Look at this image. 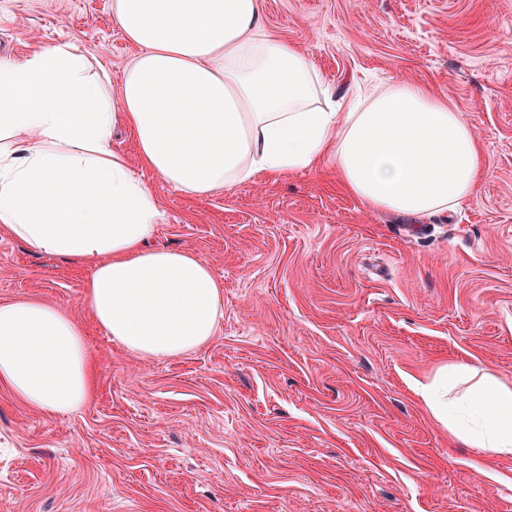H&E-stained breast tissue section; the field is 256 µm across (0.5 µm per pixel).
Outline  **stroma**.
<instances>
[{"mask_svg":"<svg viewBox=\"0 0 512 512\" xmlns=\"http://www.w3.org/2000/svg\"><path fill=\"white\" fill-rule=\"evenodd\" d=\"M332 91L422 81L475 127L478 193L411 223L331 161L203 198L149 177L159 237L224 285L215 336L141 358L94 323L87 267L0 235V302L79 320L91 401L50 416L0 387V512H512V456L457 440L416 391L439 368L512 387V0H263ZM71 42L118 79L111 0H0V60Z\"/></svg>","mask_w":512,"mask_h":512,"instance_id":"1","label":"stroma"}]
</instances>
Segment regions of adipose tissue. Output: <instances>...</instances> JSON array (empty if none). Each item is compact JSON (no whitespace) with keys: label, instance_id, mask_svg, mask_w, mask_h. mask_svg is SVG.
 Segmentation results:
<instances>
[{"label":"adipose tissue","instance_id":"1","mask_svg":"<svg viewBox=\"0 0 512 512\" xmlns=\"http://www.w3.org/2000/svg\"><path fill=\"white\" fill-rule=\"evenodd\" d=\"M263 0H112L138 48L118 81L69 43L0 63V233L91 266L84 303L126 350L177 357L209 342L223 286L202 256L156 243L161 211L142 171L193 197L314 169L333 158L360 204L418 221L478 191L475 128L421 83L354 87L331 103L313 63L270 37ZM133 136L137 163L112 146ZM473 379L466 401L446 399ZM0 385L35 410L89 400L94 364L82 325L61 308L0 302ZM449 432L512 455V388L452 366L423 388Z\"/></svg>","mask_w":512,"mask_h":512}]
</instances>
